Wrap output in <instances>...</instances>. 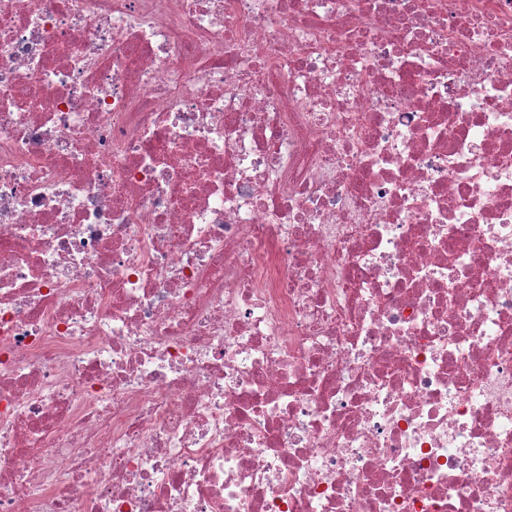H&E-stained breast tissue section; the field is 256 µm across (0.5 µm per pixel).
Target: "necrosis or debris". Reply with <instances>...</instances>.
Wrapping results in <instances>:
<instances>
[{"mask_svg":"<svg viewBox=\"0 0 512 512\" xmlns=\"http://www.w3.org/2000/svg\"><path fill=\"white\" fill-rule=\"evenodd\" d=\"M0 512H512V0H0Z\"/></svg>","mask_w":512,"mask_h":512,"instance_id":"obj_1","label":"necrosis or debris"}]
</instances>
